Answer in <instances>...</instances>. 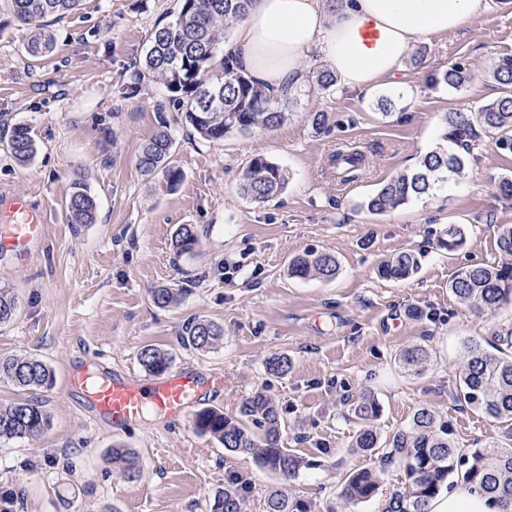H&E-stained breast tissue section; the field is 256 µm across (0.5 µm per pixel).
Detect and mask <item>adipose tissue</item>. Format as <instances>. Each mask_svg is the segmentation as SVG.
<instances>
[{
	"label": "adipose tissue",
	"mask_w": 512,
	"mask_h": 512,
	"mask_svg": "<svg viewBox=\"0 0 512 512\" xmlns=\"http://www.w3.org/2000/svg\"><path fill=\"white\" fill-rule=\"evenodd\" d=\"M493 0H253L224 43L254 79L275 94L293 92L308 61L327 66L339 86L373 90L399 84L413 44L456 31ZM428 512H498L491 499L459 483Z\"/></svg>",
	"instance_id": "ef3b65f1"
}]
</instances>
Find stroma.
<instances>
[{"mask_svg": "<svg viewBox=\"0 0 512 512\" xmlns=\"http://www.w3.org/2000/svg\"><path fill=\"white\" fill-rule=\"evenodd\" d=\"M174 8L175 0H83L47 28L49 46L33 57L32 30L0 0V188L46 215L43 237L26 254L0 248V287L17 298L14 319L0 325V357H33L53 373L51 385L33 390L0 381V406L32 400L47 414L37 437L0 439V512H214L232 484L244 512H263L274 487L306 512H385L404 485L395 467L385 468L370 500L349 510L339 497L341 478L369 463L351 450L357 424L348 410L363 393L379 401L385 439L422 406L448 422L459 447L511 439L512 424L458 406L450 394L465 344L495 351L512 330V304L481 314L458 304L448 285L462 266L501 259L497 229L512 225V199L498 196L496 185L512 177V154L487 134L447 192L384 216L360 203L436 145L444 113L501 96L485 69L512 55V4L494 0L462 29L417 42L403 64L409 89L390 114L377 105L380 91L322 94L305 85L284 124L219 142L194 132L160 81L127 93L147 34ZM459 61L472 73L466 87L430 86L432 73ZM320 110L335 119L330 132L308 120ZM15 124L29 126L36 143L25 164L8 147ZM161 128L182 174L175 185L135 166ZM340 147L364 154L357 180H336L329 160ZM256 156L288 174L286 189L262 205L239 191ZM78 180L96 201L95 223L68 221L65 199ZM183 224L198 236L189 254L172 244ZM451 224L466 235L452 253L435 237ZM310 248L339 258L334 281L289 275V259ZM406 249L420 252L418 271L403 281L379 278L378 267ZM158 288L178 290L176 303L154 306ZM195 317L221 326L223 344L184 347L180 334ZM411 344L431 352L418 374L398 363ZM147 345L168 352L172 366L223 375L208 405L225 414L263 392L281 411L282 447L306 457L330 449L328 465L286 481L251 456L229 454L191 421L116 431L85 412L70 374L95 356L104 370L146 378L139 354ZM275 354L287 356V373L268 372ZM116 446L138 457V480L113 464Z\"/></svg>", "mask_w": 512, "mask_h": 512, "instance_id": "obj_1", "label": "stroma"}]
</instances>
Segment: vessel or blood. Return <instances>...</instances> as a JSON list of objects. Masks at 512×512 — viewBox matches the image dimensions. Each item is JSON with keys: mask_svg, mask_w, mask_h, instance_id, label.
Wrapping results in <instances>:
<instances>
[{"mask_svg": "<svg viewBox=\"0 0 512 512\" xmlns=\"http://www.w3.org/2000/svg\"><path fill=\"white\" fill-rule=\"evenodd\" d=\"M0 215L7 219L0 226V246L23 251L42 238L44 215L24 197L1 192ZM70 381L85 393L90 412L119 430L139 424L149 414L166 425H179L192 408L200 406L207 393L224 384L220 375L188 367H175L144 380L88 367L71 376Z\"/></svg>", "mask_w": 512, "mask_h": 512, "instance_id": "vessel-or-blood-1", "label": "vessel or blood"}]
</instances>
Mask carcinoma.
<instances>
[{
    "instance_id": "carcinoma-1",
    "label": "carcinoma",
    "mask_w": 512,
    "mask_h": 512,
    "mask_svg": "<svg viewBox=\"0 0 512 512\" xmlns=\"http://www.w3.org/2000/svg\"><path fill=\"white\" fill-rule=\"evenodd\" d=\"M14 17L41 32L50 17L61 18L77 9L83 0H8ZM174 18L156 25L146 38L145 54L136 71V91L144 80L161 81L170 93V101L184 114L195 133L208 141L245 135L257 129L281 125L287 118V98L275 95L242 72L232 59L224 56V34L242 19L251 0H176ZM491 76L507 88L505 95L469 114L447 113L440 126L439 142L425 153L417 166L383 182L360 204L366 212L381 216L410 202L430 196L448 186V179L462 175L473 146L485 133L496 134L495 147L512 153V56L494 61ZM471 80V73L461 62L431 76L435 85L462 88ZM311 87L320 92L336 89V76L325 67L309 70ZM221 85L224 96L212 105L200 102L203 86ZM9 147L20 162H29L36 154L35 140L26 125L17 124L10 130ZM173 141L162 130L142 147L136 168L145 176L162 172L171 184L179 182L181 173L170 166ZM363 155L354 149H338L331 165L343 181L357 178ZM288 184L286 171L278 164L255 157L243 169L240 193L251 202L264 204L281 194ZM69 222L92 224L95 204L80 182L74 183L67 202ZM465 241L462 228L450 224L440 232L436 245L450 252ZM198 243L193 227L183 224L174 236V246L180 253H190ZM497 247L502 260L495 265L474 264L461 268L452 279L449 290L456 301L489 314L502 305L512 303V226L503 225L497 231ZM338 258L328 252L307 250L291 259L288 272L301 279L333 281L339 273ZM419 269L418 254L405 250L385 261L378 269L381 277L403 280ZM178 293L170 288H158L152 301L165 308L177 300ZM17 307L16 298L0 290V324L11 320ZM223 339V330L215 324L193 319L185 327L182 344L187 348L207 351ZM429 357L422 345L412 346L400 354V362L418 373ZM143 367L151 374L161 375L170 366L168 353L146 346L140 353ZM0 380L22 389L47 386L52 382L51 370L31 357L0 358ZM452 399L482 414L512 422V354L485 351L471 341L465 345L459 382ZM380 413L378 400L363 394L350 404V415L358 419L361 429L353 448L366 457L379 456L385 466L397 464L405 473L407 486L392 492L386 512H427L429 501L450 489L454 481L463 480L474 489L489 495L502 510L512 508V444L496 443L474 450L456 446L448 424L437 420L427 408L417 409L408 427L396 432L388 444H383L372 425ZM46 415L42 406L29 400L0 408V438L36 436L44 426ZM196 432L217 440L229 453L249 455L260 468L284 479L297 477L303 470L326 466L329 449L323 448L318 457H303L280 445L281 415L278 407L263 393L247 398L235 415L218 408H203L195 413ZM112 462L119 464L124 474L134 480L140 473L139 460L127 448L112 449ZM379 476L370 467L353 470L345 475L341 497L354 506L375 496ZM243 500L238 491L224 489L216 504V512H242ZM265 512H302L279 489L269 493Z\"/></svg>"
}]
</instances>
